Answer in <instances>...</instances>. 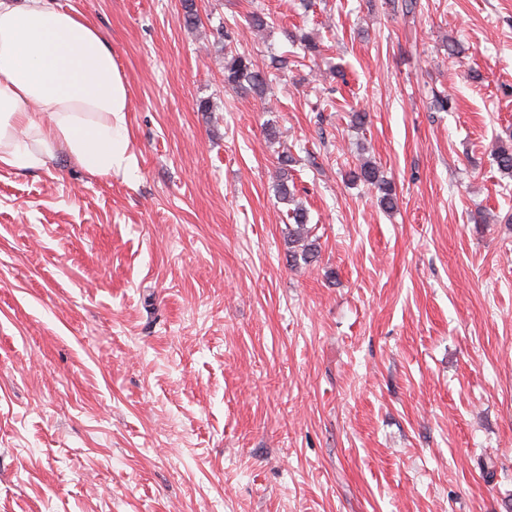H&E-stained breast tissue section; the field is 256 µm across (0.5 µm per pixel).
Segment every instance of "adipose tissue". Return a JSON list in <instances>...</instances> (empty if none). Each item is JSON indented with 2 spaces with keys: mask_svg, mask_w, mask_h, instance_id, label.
Listing matches in <instances>:
<instances>
[{
  "mask_svg": "<svg viewBox=\"0 0 512 512\" xmlns=\"http://www.w3.org/2000/svg\"><path fill=\"white\" fill-rule=\"evenodd\" d=\"M127 112L96 27L55 0H0V164L37 168L62 147L93 174L128 171Z\"/></svg>",
  "mask_w": 512,
  "mask_h": 512,
  "instance_id": "adipose-tissue-1",
  "label": "adipose tissue"
}]
</instances>
